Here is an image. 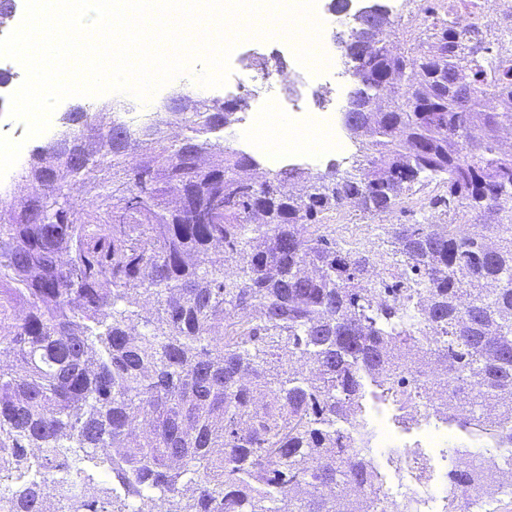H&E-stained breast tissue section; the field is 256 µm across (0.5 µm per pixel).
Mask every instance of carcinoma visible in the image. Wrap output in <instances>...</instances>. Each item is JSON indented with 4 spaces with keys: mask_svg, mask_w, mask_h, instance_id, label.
Masks as SVG:
<instances>
[{
    "mask_svg": "<svg viewBox=\"0 0 512 512\" xmlns=\"http://www.w3.org/2000/svg\"><path fill=\"white\" fill-rule=\"evenodd\" d=\"M412 2L404 47L383 4L333 35L360 108L347 167L254 177L219 99L134 130L83 106L59 132L83 158L33 150L41 202L0 217V512H373L368 385L402 418L468 412L492 434L478 470L449 472V504L504 486L512 22ZM434 180L448 223L384 225L385 259L336 238V212L382 216Z\"/></svg>",
    "mask_w": 512,
    "mask_h": 512,
    "instance_id": "cac0c4a2",
    "label": "carcinoma"
}]
</instances>
